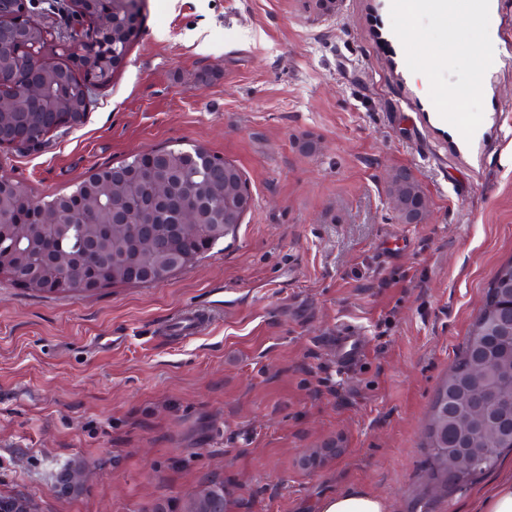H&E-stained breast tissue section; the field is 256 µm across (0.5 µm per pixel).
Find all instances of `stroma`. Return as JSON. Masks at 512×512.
I'll return each instance as SVG.
<instances>
[{
  "label": "stroma",
  "mask_w": 512,
  "mask_h": 512,
  "mask_svg": "<svg viewBox=\"0 0 512 512\" xmlns=\"http://www.w3.org/2000/svg\"><path fill=\"white\" fill-rule=\"evenodd\" d=\"M466 4L452 37L406 0H142L141 34L84 123L0 150V175L43 199L179 144L237 166L254 204L158 283L78 296L0 273V494L150 512L220 476L228 512H316L356 489L390 512H467L512 476L511 451L443 488L426 446L435 393L512 259V0ZM462 82L460 106L442 89ZM402 170L423 222L393 207ZM191 308L210 311L205 329L170 334ZM340 325L367 341L344 373ZM76 459L85 491L60 496ZM390 184L398 206L407 208L409 205L415 204L416 219L413 222L421 220L425 215L426 206L424 198L416 201L422 194L414 178L407 173L403 175L402 172H398L392 176Z\"/></svg>",
  "instance_id": "1"
}]
</instances>
